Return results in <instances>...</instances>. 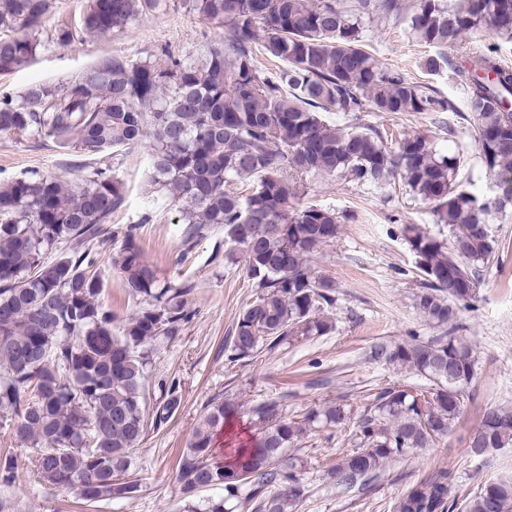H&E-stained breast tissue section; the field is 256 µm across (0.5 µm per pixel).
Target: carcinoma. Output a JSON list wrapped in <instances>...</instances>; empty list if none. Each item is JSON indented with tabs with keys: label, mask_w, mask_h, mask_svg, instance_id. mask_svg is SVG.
Here are the masks:
<instances>
[{
	"label": "carcinoma",
	"mask_w": 512,
	"mask_h": 512,
	"mask_svg": "<svg viewBox=\"0 0 512 512\" xmlns=\"http://www.w3.org/2000/svg\"><path fill=\"white\" fill-rule=\"evenodd\" d=\"M204 21L224 25V44L200 56L166 47L145 58L113 55L59 84H33L0 96V135L49 143L72 152L84 172L71 184L38 172L0 183V421L29 450L41 481L93 505L131 498L134 451L148 426L166 423L180 404L178 385H158L151 398L149 366L156 342L189 322L192 287L161 282L124 232L112 266L137 309L119 328L102 298L105 280L89 245L126 204L116 157L149 142L151 183L179 213L182 243L191 247L224 228L257 298L236 322L230 355L240 361L290 339L323 336L320 316L335 303V283L311 272L309 258L334 240L340 220L316 205L296 206L301 177L339 176L375 187L399 181L430 208L449 240L418 225L405 228L416 257L420 292L415 307L443 329L426 343L375 351L392 364L428 377L426 391L379 392L358 426L360 448L331 475L352 487L396 456L428 448L457 419L475 361L453 332L456 304L472 300L483 269L494 260L488 216L512 206V68L488 42L455 65L484 168L497 175L498 194L482 200L462 188L460 161L439 154L422 136L387 142L372 125L330 123L360 112H456L451 98L388 69L364 47L376 19L409 22L417 40L453 47L464 36L512 37V0H186ZM167 0H89L84 33L123 32ZM53 0H0V73L34 60L47 43L73 40L72 30H46ZM284 66L264 71L257 54ZM245 185L243 194L232 189ZM67 250H61V246ZM240 412L236 401L212 404L194 429L176 472L185 490L222 488L224 496L183 512H233L243 500L253 512H295L302 496L300 459L288 454L316 423L339 424L343 405L311 410L303 420L283 415L268 399L250 407L253 443L235 450V474L212 462L214 431ZM472 442L483 449L512 444V409L490 406ZM22 469L0 454V490ZM280 490L268 491L271 485ZM448 472L416 484L396 512H450ZM466 512H512V481L489 482Z\"/></svg>",
	"instance_id": "carcinoma-1"
}]
</instances>
